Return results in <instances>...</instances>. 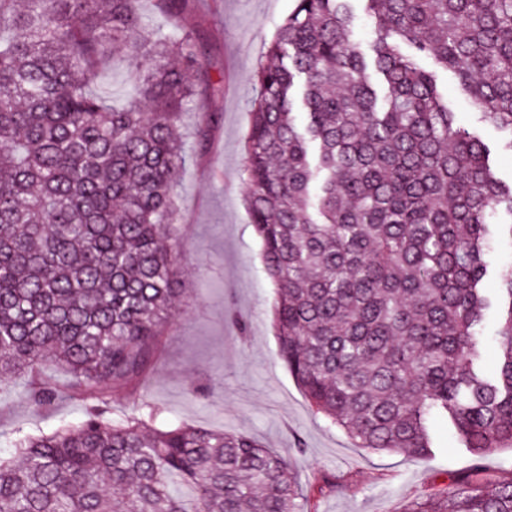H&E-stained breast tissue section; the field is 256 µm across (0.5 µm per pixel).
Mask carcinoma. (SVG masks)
Segmentation results:
<instances>
[{
	"label": "carcinoma",
	"instance_id": "cac0c4a2",
	"mask_svg": "<svg viewBox=\"0 0 512 512\" xmlns=\"http://www.w3.org/2000/svg\"><path fill=\"white\" fill-rule=\"evenodd\" d=\"M139 2L0 0V379L26 374L37 409L85 403L75 423L18 432L0 512H313L288 455L247 434L111 416L112 394L152 374L180 297V116L199 92L183 74L203 66L185 0H154L171 33L143 35L124 104L95 95ZM353 2L296 0L256 69L246 209L279 351L360 448L420 459L448 422L473 467L403 512H512V481L479 465L512 449V267L489 260L512 241V182L494 168L512 155V0H363L369 57ZM422 55L501 143L457 123ZM356 22L353 37L360 49L366 54H370L371 42L374 37V22L370 15L365 11L362 2L354 4Z\"/></svg>",
	"mask_w": 512,
	"mask_h": 512
}]
</instances>
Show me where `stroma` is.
I'll list each match as a JSON object with an SVG mask.
<instances>
[{"label": "stroma", "mask_w": 512, "mask_h": 512, "mask_svg": "<svg viewBox=\"0 0 512 512\" xmlns=\"http://www.w3.org/2000/svg\"><path fill=\"white\" fill-rule=\"evenodd\" d=\"M294 0H187L181 22L206 47L211 88L184 118L187 156L179 176L177 234L182 245L178 314L171 320L149 381L136 395L114 393L121 415L158 408L156 425L235 429L265 446L292 449L300 488L316 512H402L407 501L438 492L453 477L480 464L493 481L512 480V451L496 449L474 460L448 431L435 425L433 452L409 461L402 455L357 447L342 431L312 413L278 354L272 324L276 291L244 199L245 141L255 70ZM439 90L460 122L474 109L457 79L430 58ZM209 125L206 140L196 132ZM248 325L239 335L236 321ZM24 377L0 381V458H13L18 430L49 432L81 418L82 406L63 399L34 410L20 395ZM208 387L199 395V387Z\"/></svg>", "instance_id": "stroma-1"}]
</instances>
